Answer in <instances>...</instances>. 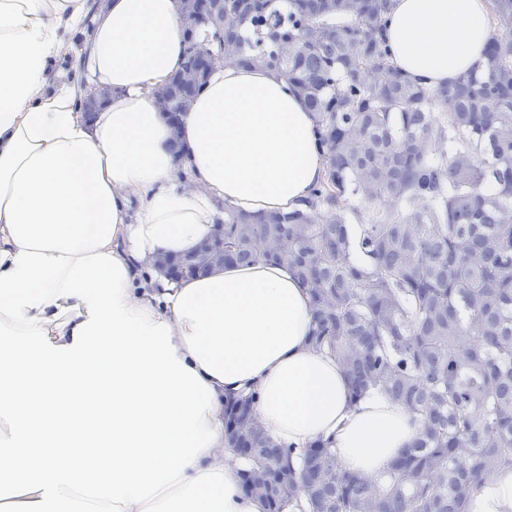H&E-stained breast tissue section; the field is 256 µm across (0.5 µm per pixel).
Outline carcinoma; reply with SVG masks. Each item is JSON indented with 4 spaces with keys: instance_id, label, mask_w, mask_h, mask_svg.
Listing matches in <instances>:
<instances>
[{
    "instance_id": "carcinoma-1",
    "label": "carcinoma",
    "mask_w": 512,
    "mask_h": 512,
    "mask_svg": "<svg viewBox=\"0 0 512 512\" xmlns=\"http://www.w3.org/2000/svg\"><path fill=\"white\" fill-rule=\"evenodd\" d=\"M492 2L482 67L428 90L389 63V0H182L205 21L197 77L156 91L171 120L216 57L261 64L314 112L326 158L304 210L224 207L223 260L199 257L191 275L287 264L352 399L380 391L418 421L391 469L368 477L326 443L274 444L253 397L232 402L226 447L268 512H466L484 474L512 470V0Z\"/></svg>"
}]
</instances>
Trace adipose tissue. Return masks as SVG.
<instances>
[{
    "label": "adipose tissue",
    "mask_w": 512,
    "mask_h": 512,
    "mask_svg": "<svg viewBox=\"0 0 512 512\" xmlns=\"http://www.w3.org/2000/svg\"><path fill=\"white\" fill-rule=\"evenodd\" d=\"M85 2L0 0V512H267L224 445L243 396L279 444L383 474L417 422L352 400L287 266H156L210 239L221 203L304 207L325 174L313 112L274 70L228 63L171 128L154 90L184 61L180 0H102L84 86H52ZM492 33L491 0H391L383 28L429 89L477 69ZM467 512H512V470Z\"/></svg>",
    "instance_id": "obj_1"
}]
</instances>
